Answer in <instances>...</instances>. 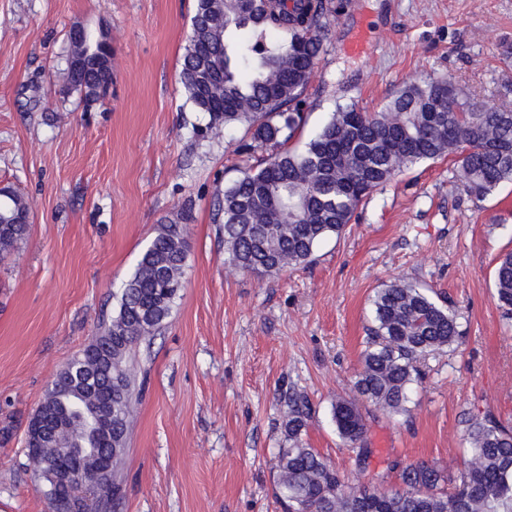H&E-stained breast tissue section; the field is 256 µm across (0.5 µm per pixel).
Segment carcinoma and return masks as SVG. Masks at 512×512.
Returning <instances> with one entry per match:
<instances>
[{
    "instance_id": "1",
    "label": "carcinoma",
    "mask_w": 512,
    "mask_h": 512,
    "mask_svg": "<svg viewBox=\"0 0 512 512\" xmlns=\"http://www.w3.org/2000/svg\"><path fill=\"white\" fill-rule=\"evenodd\" d=\"M335 25L327 0H196L180 71L186 98L208 117L211 130L247 127L250 140L237 152L267 153L258 164L238 169L219 204L224 264L243 274L274 276L309 264L323 240L346 230L372 191L421 163L453 159L456 188L478 208L512 183V106L492 105L446 77L406 83L376 112L339 100L323 126L303 137L304 92ZM70 42L71 56L84 58L88 67L78 75L68 70L67 89L88 102L105 97L113 74L96 64L98 36L84 30ZM28 213L18 192L0 194L1 253L26 240ZM186 258L183 225H159L122 284L112 317L53 381L42 402L52 433L28 453L47 486L63 447L82 448L87 470L97 467L101 447H112L114 466L122 464L136 390L130 353L170 317ZM494 291L512 319V251L496 262ZM371 307L353 395L336 397L333 406L336 432L361 472L372 455L362 405L406 413L426 356L462 336L453 304L407 279L383 285ZM106 389L112 394L110 445L95 440L89 428V412ZM284 406L288 447L279 452L276 468L288 512H512V428L491 413L464 420L462 468L392 461L388 469L398 471L400 484L386 490L353 484L305 446L307 395L292 391ZM122 498L114 469L108 487L92 500L79 499L78 512H114Z\"/></svg>"
}]
</instances>
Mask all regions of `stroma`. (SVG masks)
<instances>
[{"mask_svg": "<svg viewBox=\"0 0 512 512\" xmlns=\"http://www.w3.org/2000/svg\"><path fill=\"white\" fill-rule=\"evenodd\" d=\"M337 24L305 91L306 131L336 100L374 112L403 84L449 77L512 103V0H332ZM195 0H0V186L30 206L27 239L0 258V512H49L24 448L52 380L116 309L159 225L188 215V258L172 315L131 358L137 417L118 512H284L283 396L313 404L305 440L350 480L389 462L462 463L463 420L512 423V320L493 297L512 250V184L482 209L455 165L425 163L375 190L313 263L257 278L224 264L218 205L246 128L204 132L179 84ZM107 35L114 81L86 104L65 92L73 27ZM365 50L345 45L357 32ZM404 277L450 296L458 346L430 355L408 414L365 410L367 471L336 434L332 406L360 367L371 299Z\"/></svg>", "mask_w": 512, "mask_h": 512, "instance_id": "35a3bbf8", "label": "stroma"}]
</instances>
